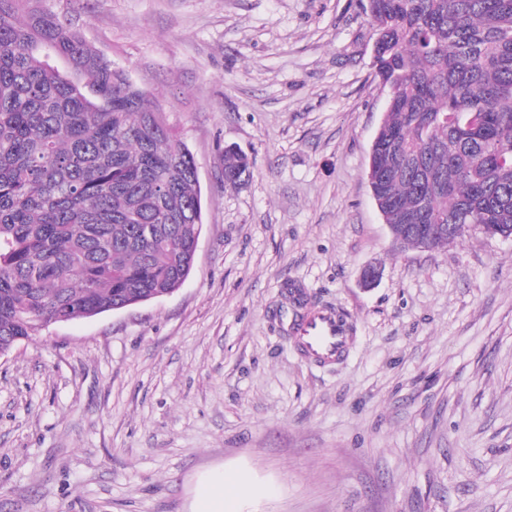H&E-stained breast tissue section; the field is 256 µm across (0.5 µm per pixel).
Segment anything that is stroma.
<instances>
[{"mask_svg":"<svg viewBox=\"0 0 512 512\" xmlns=\"http://www.w3.org/2000/svg\"><path fill=\"white\" fill-rule=\"evenodd\" d=\"M40 6L162 105L203 227L173 294L0 356V512H197L225 473L259 489L236 512H512V240L394 242L367 0ZM291 283L353 323L334 364L288 332ZM251 161L247 154L233 146L224 148V180L241 184L251 175Z\"/></svg>","mask_w":512,"mask_h":512,"instance_id":"obj_1","label":"stroma"}]
</instances>
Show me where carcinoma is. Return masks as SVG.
<instances>
[{
	"mask_svg": "<svg viewBox=\"0 0 512 512\" xmlns=\"http://www.w3.org/2000/svg\"><path fill=\"white\" fill-rule=\"evenodd\" d=\"M37 0H0V355L186 280L197 164L165 112ZM387 91L368 183L385 222L512 236V0H368ZM251 175L224 148V181Z\"/></svg>",
	"mask_w": 512,
	"mask_h": 512,
	"instance_id": "cac0c4a2",
	"label": "carcinoma"
}]
</instances>
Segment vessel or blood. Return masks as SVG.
Listing matches in <instances>:
<instances>
[{
  "label": "vessel or blood",
  "instance_id": "1",
  "mask_svg": "<svg viewBox=\"0 0 512 512\" xmlns=\"http://www.w3.org/2000/svg\"><path fill=\"white\" fill-rule=\"evenodd\" d=\"M291 331L312 357L330 361L348 346V326L335 310L320 308L291 323Z\"/></svg>",
  "mask_w": 512,
  "mask_h": 512
}]
</instances>
